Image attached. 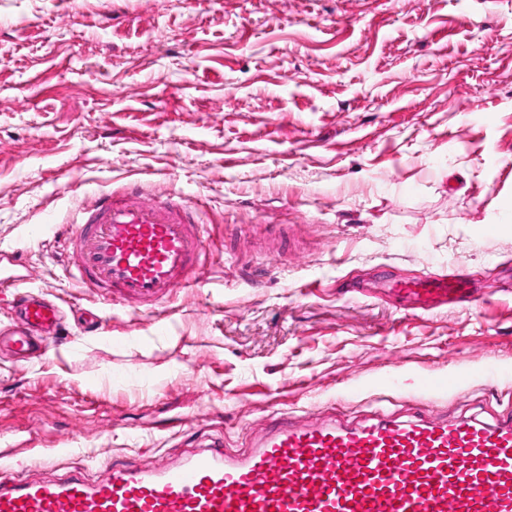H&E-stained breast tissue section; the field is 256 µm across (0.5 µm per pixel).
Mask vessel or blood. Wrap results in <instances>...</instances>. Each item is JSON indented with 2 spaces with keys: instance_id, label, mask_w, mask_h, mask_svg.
<instances>
[{
  "instance_id": "b4317fda",
  "label": "vessel or blood",
  "mask_w": 512,
  "mask_h": 512,
  "mask_svg": "<svg viewBox=\"0 0 512 512\" xmlns=\"http://www.w3.org/2000/svg\"><path fill=\"white\" fill-rule=\"evenodd\" d=\"M206 251L192 202L136 184L75 213L62 254L104 301L150 309L196 283ZM22 260L17 252L0 257V288L13 293L0 345L25 358L45 348L62 312L23 289ZM390 290L421 311L472 298L458 270ZM0 512H512V415L492 423L422 412H378L356 424L282 421L240 454L218 441L167 467L115 464L98 480L0 476Z\"/></svg>"
}]
</instances>
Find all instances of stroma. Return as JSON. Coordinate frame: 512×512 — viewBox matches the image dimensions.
Instances as JSON below:
<instances>
[{
    "label": "stroma",
    "mask_w": 512,
    "mask_h": 512,
    "mask_svg": "<svg viewBox=\"0 0 512 512\" xmlns=\"http://www.w3.org/2000/svg\"><path fill=\"white\" fill-rule=\"evenodd\" d=\"M0 48V252L66 313L41 359L0 351V473L512 409V0H0ZM132 182L212 245L152 311L79 285L44 224ZM441 268L476 301L349 293Z\"/></svg>",
    "instance_id": "obj_1"
}]
</instances>
